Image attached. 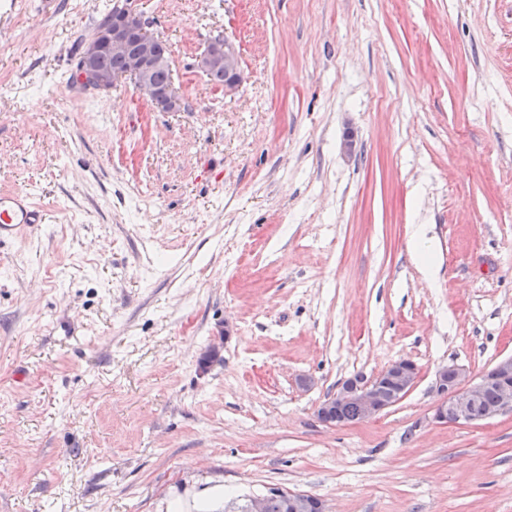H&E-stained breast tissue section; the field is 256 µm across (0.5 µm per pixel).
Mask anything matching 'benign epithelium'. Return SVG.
<instances>
[{
  "mask_svg": "<svg viewBox=\"0 0 512 512\" xmlns=\"http://www.w3.org/2000/svg\"><path fill=\"white\" fill-rule=\"evenodd\" d=\"M160 39L149 30L148 22L130 6L117 11L112 19L101 24L86 42L78 74L83 83L101 90L114 87L129 79L163 112H177L181 99L173 85L157 86L151 78L155 70L169 64L168 56L158 52ZM110 52L125 58L122 72L112 73L97 66L99 56ZM198 68L208 73L224 71V95L230 96L241 83L240 58L236 47L227 38L216 36L209 40L197 60ZM499 382L500 393L496 406L478 412L482 394L489 381L485 373L473 374L454 365L437 371L438 391L443 400L435 407L432 421L439 425L477 423L512 410V357L500 360L492 369ZM417 379L416 365L409 359L389 364L371 379L351 377L344 380L336 393L324 399L316 410L317 418L326 425L337 426L344 420L337 415L342 404L350 402L361 421L369 420L404 398ZM285 500L291 512H326L320 498L301 492L275 488L272 492L248 499L246 512H267L271 495Z\"/></svg>",
  "mask_w": 512,
  "mask_h": 512,
  "instance_id": "obj_1",
  "label": "benign epithelium"
}]
</instances>
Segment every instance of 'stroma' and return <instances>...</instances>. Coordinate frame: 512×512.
Wrapping results in <instances>:
<instances>
[{"mask_svg":"<svg viewBox=\"0 0 512 512\" xmlns=\"http://www.w3.org/2000/svg\"><path fill=\"white\" fill-rule=\"evenodd\" d=\"M122 2L0 0V190L46 212L0 246V512H512V411L430 420L512 357V0H136L177 112L71 81ZM402 358L399 404L317 419ZM198 68L210 82L224 87L225 95H232L241 83L240 58L236 47L225 36L209 40L197 60ZM222 69L223 71H213ZM211 71V72H210ZM272 494L280 496L281 498L275 497L269 499ZM285 502L288 504V507ZM288 508L292 512L326 511L323 500L316 496L281 488H274L272 492L269 491L268 493L248 499L246 512H288Z\"/></svg>","mask_w":512,"mask_h":512,"instance_id":"1","label":"stroma"}]
</instances>
